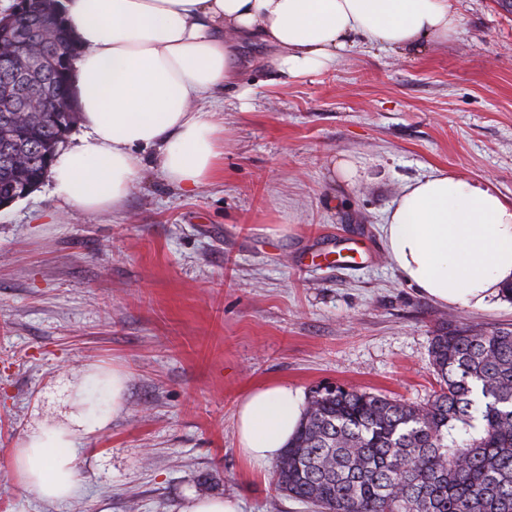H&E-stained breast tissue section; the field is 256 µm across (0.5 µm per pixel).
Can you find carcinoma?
Returning <instances> with one entry per match:
<instances>
[{
    "mask_svg": "<svg viewBox=\"0 0 512 512\" xmlns=\"http://www.w3.org/2000/svg\"><path fill=\"white\" fill-rule=\"evenodd\" d=\"M60 0H27L32 38L71 39ZM59 63L26 85L0 72V200L33 190L74 126L73 112L17 121L21 98L69 87ZM431 364L442 382L423 406L355 388L311 391L275 470L276 489L319 512H512V329L441 325Z\"/></svg>",
    "mask_w": 512,
    "mask_h": 512,
    "instance_id": "carcinoma-1",
    "label": "carcinoma"
}]
</instances>
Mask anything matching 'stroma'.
Segmentation results:
<instances>
[{
	"label": "stroma",
	"instance_id": "35a3bbf8",
	"mask_svg": "<svg viewBox=\"0 0 512 512\" xmlns=\"http://www.w3.org/2000/svg\"><path fill=\"white\" fill-rule=\"evenodd\" d=\"M459 33L397 57L372 48L272 84L273 47L243 43L219 112L230 146L193 194L149 167L122 207L57 212L52 182L0 211V512H180L189 496L241 512H314L238 451L251 388L323 384L421 405L440 388L438 324L512 329V301L442 305L389 265L378 226L401 186L436 169L486 178L512 200V13L452 0ZM363 179H335V156ZM128 375L125 409L78 441L79 494L40 500L13 458L66 421L91 367Z\"/></svg>",
	"mask_w": 512,
	"mask_h": 512
}]
</instances>
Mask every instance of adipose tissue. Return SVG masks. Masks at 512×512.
<instances>
[{
    "label": "adipose tissue",
    "mask_w": 512,
    "mask_h": 512,
    "mask_svg": "<svg viewBox=\"0 0 512 512\" xmlns=\"http://www.w3.org/2000/svg\"><path fill=\"white\" fill-rule=\"evenodd\" d=\"M81 48L70 92L84 133L51 169L59 210L101 215L120 207L154 151L163 176L191 193L218 174L224 122L197 103L228 86L235 49L275 45L277 76L301 77L334 66L359 47L406 53L455 36L449 0H62ZM386 257L408 284L444 304L486 307L512 284V200L490 181L442 170L407 181L380 226ZM107 378L112 408L67 423L44 424L22 440L19 481L50 503L81 490V435L104 430L120 412L128 376ZM303 398L281 383L250 390L236 412L238 449L251 463L277 459L295 433Z\"/></svg>",
    "instance_id": "adipose-tissue-1"
}]
</instances>
